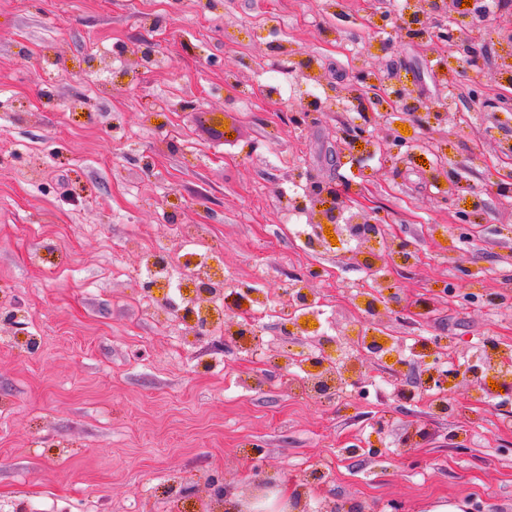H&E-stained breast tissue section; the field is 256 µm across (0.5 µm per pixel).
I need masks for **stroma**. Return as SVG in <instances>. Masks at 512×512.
Returning a JSON list of instances; mask_svg holds the SVG:
<instances>
[{
    "mask_svg": "<svg viewBox=\"0 0 512 512\" xmlns=\"http://www.w3.org/2000/svg\"><path fill=\"white\" fill-rule=\"evenodd\" d=\"M370 8L0 0V512H224L269 475L305 493V512H512V379L456 381L444 414L416 385L434 337L462 370L486 340L512 350V109L495 100L512 87V6L472 22L483 52L468 71L442 68L454 41L371 26ZM370 70L418 111L341 97ZM399 122L398 152L345 140ZM314 183L348 186L334 209L379 213L415 257L375 271L377 239L306 248L292 228ZM189 248L238 302H271L256 350L228 334L239 310L199 335L169 315L179 293L213 308L190 280L150 282L148 255ZM298 279L329 348L352 354L357 321L396 337L405 366L366 350L334 402L290 393L279 316ZM378 280L385 315L355 313Z\"/></svg>",
    "mask_w": 512,
    "mask_h": 512,
    "instance_id": "35a3bbf8",
    "label": "stroma"
}]
</instances>
